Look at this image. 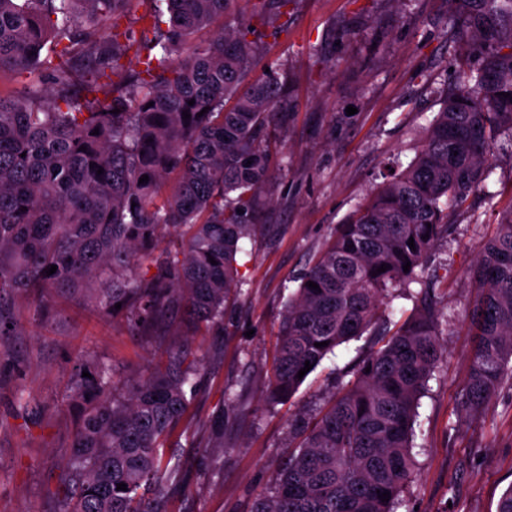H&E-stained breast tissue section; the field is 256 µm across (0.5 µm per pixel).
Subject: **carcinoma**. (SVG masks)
<instances>
[{
	"label": "carcinoma",
	"instance_id": "carcinoma-1",
	"mask_svg": "<svg viewBox=\"0 0 512 512\" xmlns=\"http://www.w3.org/2000/svg\"><path fill=\"white\" fill-rule=\"evenodd\" d=\"M245 2L248 21L180 57L193 35L238 12L240 0H0V77H38L0 92V355L17 334L7 327L10 302L32 291L80 296L159 342L178 315L224 331L226 298L241 293L237 254L252 233L247 216L270 166L268 130L288 110L279 73L254 80L251 72L263 32H286L295 5ZM448 2L458 37L482 62L455 60L457 90L418 155L304 273L267 377L273 404L304 383L297 374L305 361L315 370L369 330L390 289L422 282L429 253L448 237V211L482 187L491 145L512 137V0ZM118 12L132 16L139 37L93 35L91 25ZM49 42L55 56L43 58ZM131 56L144 68L129 70ZM172 229L182 249H159ZM472 273L481 292L462 399L478 410L512 375V213ZM414 298L413 315L356 365L315 423L293 420L302 441L273 484L256 491L251 512H396L413 477L418 403L445 352L441 313L427 294ZM88 370L91 377L82 376ZM196 375L197 363L173 350L120 387L104 363L76 368L72 401L81 419L65 474L70 500L60 512H172L188 483L163 461V449L195 396ZM385 491L387 501L378 498Z\"/></svg>",
	"mask_w": 512,
	"mask_h": 512
}]
</instances>
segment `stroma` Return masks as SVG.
Listing matches in <instances>:
<instances>
[{
  "label": "stroma",
  "mask_w": 512,
  "mask_h": 512,
  "mask_svg": "<svg viewBox=\"0 0 512 512\" xmlns=\"http://www.w3.org/2000/svg\"><path fill=\"white\" fill-rule=\"evenodd\" d=\"M465 53L447 0H297L287 33L263 38L255 73L269 66L284 74L288 122L273 133L282 153L272 160L266 204L238 255L242 293L224 310L223 335L182 332L168 340L205 358L197 397L171 438L174 462L190 472L189 512H247L253 490L279 471L289 418L339 391L370 351L371 336H361L328 355L290 402L271 405L262 397L300 273L332 229L414 159L442 106L441 90L456 83L451 62ZM489 163L483 187L449 214L452 232L428 258L447 352L420 400L416 476L397 512H497L512 486V382L482 414L461 406L473 346L470 269L512 208V143L494 145ZM9 317L18 334L0 358V512H58L79 420L70 389L74 362L87 355L109 364L120 384L147 373L154 345L123 319L75 300L22 298ZM229 391L238 406L224 411ZM219 410L224 468L211 473L201 457Z\"/></svg>",
  "instance_id": "1"
}]
</instances>
